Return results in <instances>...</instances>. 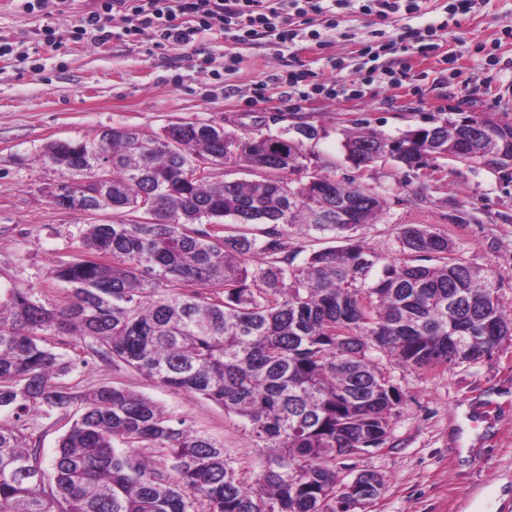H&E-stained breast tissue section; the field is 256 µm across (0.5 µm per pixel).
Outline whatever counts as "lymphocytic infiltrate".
Masks as SVG:
<instances>
[{"mask_svg": "<svg viewBox=\"0 0 512 512\" xmlns=\"http://www.w3.org/2000/svg\"><path fill=\"white\" fill-rule=\"evenodd\" d=\"M425 0H97L93 10L83 13L72 23L68 32L75 39L105 42L112 38L110 23L114 17H122L126 23L124 34L133 38L151 33L155 42L169 47H185L193 42L198 33L218 31L232 34L234 40L247 45L254 40L267 38L276 46L288 48L295 45L300 36L320 40L319 31L301 33L286 24L290 13L308 12L323 16L327 27H335L338 10L357 12L387 20L392 16H413L423 10ZM473 0H448L446 19L423 28L405 27L398 36H389L367 44L363 53L370 65L364 73L353 79H339L331 84H314L310 95H322L329 99L357 96L364 84L382 80L391 85L409 81L408 70L377 67L381 56L395 49L398 43L423 45L434 41L439 32L448 28L450 16L470 11ZM189 16L191 25L179 24L181 16Z\"/></svg>", "mask_w": 512, "mask_h": 512, "instance_id": "lymphocytic-infiltrate-1", "label": "lymphocytic infiltrate"}]
</instances>
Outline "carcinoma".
Returning <instances> with one entry per match:
<instances>
[{
	"instance_id": "obj_1",
	"label": "carcinoma",
	"mask_w": 512,
	"mask_h": 512,
	"mask_svg": "<svg viewBox=\"0 0 512 512\" xmlns=\"http://www.w3.org/2000/svg\"><path fill=\"white\" fill-rule=\"evenodd\" d=\"M447 120L386 136L350 131L343 150L358 167L386 157L409 168L455 156L478 130ZM228 132L183 122L161 132L118 126L50 143L41 161L62 180L48 191L63 211L121 219L88 224L82 250L54 277L63 301L31 288L0 300V512H350L331 463L387 439L402 398L366 354L374 341L403 364H454L448 350L475 342L467 361L491 356L512 335L501 283L462 259L429 224L402 228L404 247L437 261L387 264L354 239L383 211L382 197L305 169L304 140ZM495 156L512 161V124L498 123ZM205 173L192 181L184 171ZM241 168L248 178H226ZM102 170L105 181L89 173ZM347 219L320 222L332 208ZM347 241L300 266L285 255L288 228ZM265 261L249 267L250 257ZM90 339L92 354L153 382L198 394L240 418L260 449L244 485L224 444L169 416L149 397L102 384L76 394L59 382L75 360L51 338ZM59 414L67 429L45 465L31 414ZM162 452L155 464L144 450ZM364 498L384 489L362 474Z\"/></svg>"
}]
</instances>
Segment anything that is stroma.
I'll return each mask as SVG.
<instances>
[{"mask_svg": "<svg viewBox=\"0 0 512 512\" xmlns=\"http://www.w3.org/2000/svg\"><path fill=\"white\" fill-rule=\"evenodd\" d=\"M445 5L427 0L425 15L412 19L348 13L333 30L317 15L292 18V25L320 30V46L304 39L282 49L264 38L242 45L207 32L174 49L156 45L148 34L134 42L76 40L64 20L57 23L59 42L48 47L36 31L50 17L0 0V43L13 47L0 55V291L31 288L42 302H60L66 290L53 276L56 265L79 254L83 224L112 219L108 212L90 219L51 203L47 191L60 175L38 160L48 143L106 127L157 131L220 120L239 134L312 127L317 137L306 144L311 172L355 181L385 199L377 221L355 234L380 257L373 276L382 265L411 260L400 240L404 225L428 224L502 283L501 300L512 310V162L450 158L427 171L393 161L358 168L342 148L347 131L359 124L395 136L463 116L512 121V37L506 35L512 0H475L468 13L449 21L436 52L392 54L391 62L410 66L412 83L376 81L360 97L304 100L280 81L289 70L305 71L311 83L352 76L375 30L424 26L440 19ZM442 55L454 58L453 74L442 73ZM367 354L403 402L382 446L335 463L343 484L367 471L383 477L382 494L363 512H512V340L478 362L433 368L399 364L375 347ZM64 383L77 393L109 383L152 398L223 443L240 478L254 482L259 451L239 418L222 407L94 360Z\"/></svg>", "mask_w": 512, "mask_h": 512, "instance_id": "1", "label": "stroma"}]
</instances>
